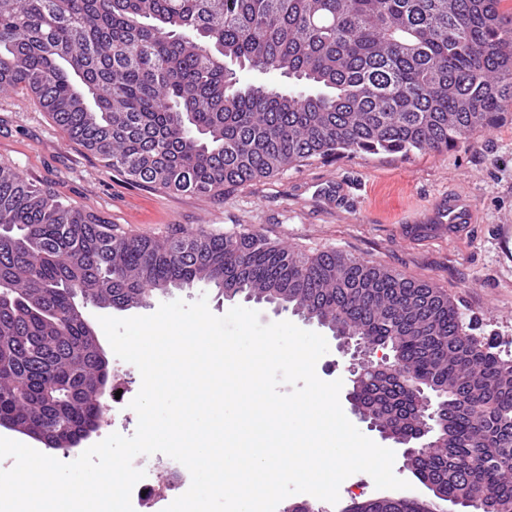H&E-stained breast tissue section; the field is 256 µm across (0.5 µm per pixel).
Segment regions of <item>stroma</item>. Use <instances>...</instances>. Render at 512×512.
Masks as SVG:
<instances>
[{
    "mask_svg": "<svg viewBox=\"0 0 512 512\" xmlns=\"http://www.w3.org/2000/svg\"><path fill=\"white\" fill-rule=\"evenodd\" d=\"M1 163L129 235L165 239L200 228L257 231L308 255L337 250L391 268L442 290L472 335L492 341L501 353H512V242L499 241L500 226L512 225V106L493 125L443 152L313 158L213 198L130 183L69 140L31 96L12 92L0 95ZM336 181L347 192L340 205L321 193ZM455 190L467 192L475 204L477 222L467 235L451 240L429 230L415 234L402 222L409 201L426 209ZM203 295L217 316L245 303L243 297L227 299L214 286L199 283L167 297L154 296L150 306L128 309L127 314L150 315L165 299L192 302ZM117 314L115 308L92 304L83 309L110 367H123L116 383L130 400L140 389V373L121 363L97 326L99 317ZM103 416L81 446L48 450L34 439L29 445L70 462L111 433L130 436L136 431V413H113L111 399L103 401ZM383 495L368 474L356 473L342 482L337 504L316 498L311 504L317 512H344L352 501Z\"/></svg>",
    "mask_w": 512,
    "mask_h": 512,
    "instance_id": "stroma-1",
    "label": "stroma"
}]
</instances>
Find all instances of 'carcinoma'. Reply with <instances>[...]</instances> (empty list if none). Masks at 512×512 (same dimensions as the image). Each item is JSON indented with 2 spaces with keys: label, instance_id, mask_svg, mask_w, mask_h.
<instances>
[{
  "label": "carcinoma",
  "instance_id": "cac0c4a2",
  "mask_svg": "<svg viewBox=\"0 0 512 512\" xmlns=\"http://www.w3.org/2000/svg\"><path fill=\"white\" fill-rule=\"evenodd\" d=\"M501 0H0V93L34 97L69 139L133 183L199 196L312 157L441 151L512 102ZM311 88L241 85L233 66ZM270 299L293 288L329 328L386 343L355 397L402 437L414 385L448 400V441L416 459L437 500L487 493L512 510V358L467 333L437 288L338 251L259 232L164 241L0 164V419L55 442L97 429L108 361L76 299L129 309L196 283ZM348 512H418L409 501Z\"/></svg>",
  "mask_w": 512,
  "mask_h": 512
}]
</instances>
